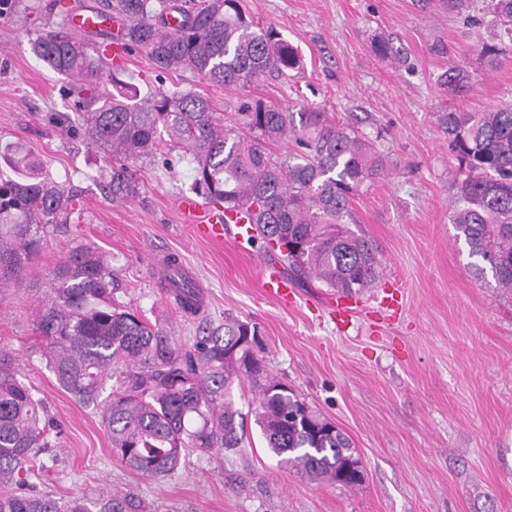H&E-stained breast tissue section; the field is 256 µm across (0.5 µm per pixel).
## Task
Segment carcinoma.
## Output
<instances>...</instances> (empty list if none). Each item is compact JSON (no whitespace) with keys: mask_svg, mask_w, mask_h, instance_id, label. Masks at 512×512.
<instances>
[{"mask_svg":"<svg viewBox=\"0 0 512 512\" xmlns=\"http://www.w3.org/2000/svg\"><path fill=\"white\" fill-rule=\"evenodd\" d=\"M486 4L496 33L476 51L493 69L502 44L512 43V0ZM97 12L117 24L112 38L145 52L165 74L188 72L211 85L246 89L303 67L297 48L255 24L240 0H101ZM30 46L71 80L85 134L112 161L105 176L112 199L137 198V169L166 147H179L194 164L190 191L213 207L247 209L254 241L294 280L316 279L356 297L380 278L373 247L349 228L352 198L387 171L366 136L322 112L295 114L261 99L243 102L240 122L226 124L195 89L143 93L117 66L113 91L99 92L93 84L105 62L83 30L50 31ZM469 79L453 62L443 84L460 94ZM439 122L448 154L464 171L449 211L455 237L468 248L473 278L512 300V104L445 111ZM290 140L294 148L273 151ZM5 158L17 176L0 180V287H20L36 273L47 234L67 232L73 190L43 175L22 146ZM48 277L49 297L35 317L42 356L58 385L99 413L112 455L125 466L158 477L176 471L193 451L237 452L246 433L231 390L247 383L255 393L254 422L281 464L314 484L361 483L351 438L241 343L247 334L262 335L258 323L226 319L202 328L190 343L178 342L119 301L121 282L89 243L70 247ZM166 281L179 309L195 312L198 289L175 258ZM109 381L112 391L103 399ZM62 431L15 368L0 362V512H133L125 497L65 499L38 487L42 457L56 460Z\"/></svg>","mask_w":512,"mask_h":512,"instance_id":"cac0c4a2","label":"carcinoma"}]
</instances>
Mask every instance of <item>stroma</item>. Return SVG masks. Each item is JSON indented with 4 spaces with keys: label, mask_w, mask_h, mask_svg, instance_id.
I'll return each instance as SVG.
<instances>
[{
    "label": "stroma",
    "mask_w": 512,
    "mask_h": 512,
    "mask_svg": "<svg viewBox=\"0 0 512 512\" xmlns=\"http://www.w3.org/2000/svg\"><path fill=\"white\" fill-rule=\"evenodd\" d=\"M241 4L298 47L303 69L241 91L159 73L146 53L134 52L127 77L143 89L194 88L228 123L249 96L323 112L368 136L389 172L354 198L353 229L376 248L382 276L341 327L317 280L296 284L291 305L266 298L259 282L266 258L257 246L206 241L181 223L175 203L193 179L187 157L139 170L140 197L113 202L100 176L109 158L82 129L57 128L55 114L73 113V99L65 77L30 49L37 35L69 27L67 16L52 13L51 0H10L0 16V145L24 146L76 191L70 233L48 236L39 276L0 289V357L64 427L47 486L61 497L130 494L143 512H512V302L472 279L468 252L454 238L448 215L457 162L437 122L445 110L512 103V45L492 71L474 52L494 30L482 0L453 10L445 0ZM383 41L390 55L378 53ZM452 61L470 74L461 98L442 83ZM74 239L107 257L124 302L182 341L197 322L166 295L153 260L173 253L194 265L205 316L259 323L271 373L352 438L361 484L314 485L288 471L250 417L241 452H194L155 478L121 464L98 414L77 404L35 355L33 313L49 294L45 275ZM393 290L402 295L398 313L381 305Z\"/></svg>",
    "instance_id": "1"
}]
</instances>
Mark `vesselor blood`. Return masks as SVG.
Returning a JSON list of instances; mask_svg holds the SVG:
<instances>
[{"label": "vessel or blood", "mask_w": 512, "mask_h": 512, "mask_svg": "<svg viewBox=\"0 0 512 512\" xmlns=\"http://www.w3.org/2000/svg\"><path fill=\"white\" fill-rule=\"evenodd\" d=\"M178 210L184 222L191 224L201 238L220 241L225 234L230 233L237 243L243 244L249 242L253 235L248 219L243 213L209 208L192 196L180 197ZM260 277L267 298L283 306L293 302L295 290L277 264H263Z\"/></svg>", "instance_id": "vessel-or-blood-1"}]
</instances>
